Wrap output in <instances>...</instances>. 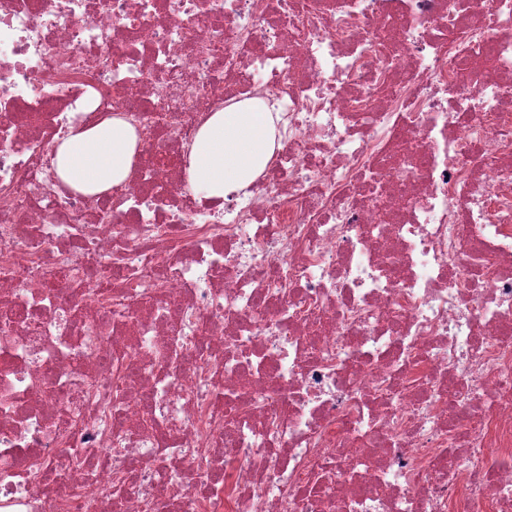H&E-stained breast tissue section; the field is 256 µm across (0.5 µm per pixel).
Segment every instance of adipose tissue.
Segmentation results:
<instances>
[{
  "label": "adipose tissue",
  "mask_w": 512,
  "mask_h": 512,
  "mask_svg": "<svg viewBox=\"0 0 512 512\" xmlns=\"http://www.w3.org/2000/svg\"><path fill=\"white\" fill-rule=\"evenodd\" d=\"M133 127L119 114L70 131L58 148V175L83 193L121 185L138 152ZM277 148L272 113L258 100L231 102L197 131L186 158L185 177L201 199L219 200L251 184Z\"/></svg>",
  "instance_id": "obj_1"
}]
</instances>
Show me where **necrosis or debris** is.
I'll use <instances>...</instances> for the list:
<instances>
[{
  "label": "necrosis or debris",
  "instance_id": "4bbe7bcc",
  "mask_svg": "<svg viewBox=\"0 0 512 512\" xmlns=\"http://www.w3.org/2000/svg\"><path fill=\"white\" fill-rule=\"evenodd\" d=\"M1 102L0 512H512V0H0ZM272 113L259 100L231 102L199 128L185 163L187 184L199 199H224L263 171L282 148ZM134 128L119 114L72 129L60 142L54 165L72 187L95 195L121 185L138 155Z\"/></svg>",
  "mask_w": 512,
  "mask_h": 512
}]
</instances>
